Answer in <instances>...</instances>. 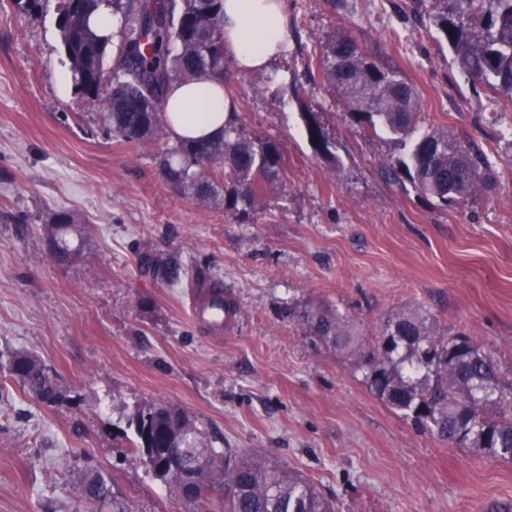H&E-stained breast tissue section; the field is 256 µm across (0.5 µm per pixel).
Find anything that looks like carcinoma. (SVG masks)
<instances>
[{
	"mask_svg": "<svg viewBox=\"0 0 512 512\" xmlns=\"http://www.w3.org/2000/svg\"><path fill=\"white\" fill-rule=\"evenodd\" d=\"M120 19L110 36L93 30L99 4ZM436 41L475 81L512 99V0H429ZM58 30L74 87L101 111L103 131L140 149L154 144L153 159L167 184L200 203L215 202L224 214L252 218L270 184L288 182L282 146L246 128L239 113L218 139L175 140L164 119L172 85L183 80L224 78V0H59ZM323 85L345 101L363 134L382 129L404 152L382 164L384 177L446 207L495 184L491 163L475 155L448 129L421 124L415 87L393 69L369 59L350 33L326 39L318 55ZM302 118L314 150L329 142L307 104ZM40 231L58 265L82 257L88 226L67 211L48 215ZM139 271L163 284H179L186 271L173 256L145 252ZM304 334L346 354L370 390L420 434L512 461V367L503 370L475 337L436 333L434 319L419 308L393 313L365 343L353 320L330 306L311 304L296 312ZM9 376L48 407L63 402L55 377L37 356L7 352ZM127 448L139 455L170 496L190 512H337L309 479L267 457L217 449L180 408L151 402L128 418ZM181 451L184 469L207 460L205 491L162 469L170 448ZM101 473L83 474L85 498L109 509L131 512L106 497Z\"/></svg>",
	"mask_w": 512,
	"mask_h": 512,
	"instance_id": "carcinoma-1",
	"label": "carcinoma"
}]
</instances>
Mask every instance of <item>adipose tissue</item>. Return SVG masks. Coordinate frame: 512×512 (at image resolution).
Instances as JSON below:
<instances>
[{
    "label": "adipose tissue",
    "instance_id": "obj_1",
    "mask_svg": "<svg viewBox=\"0 0 512 512\" xmlns=\"http://www.w3.org/2000/svg\"><path fill=\"white\" fill-rule=\"evenodd\" d=\"M224 29L238 68L256 71L287 49L285 0H224ZM165 119L177 139L223 134L237 106L218 80H186L169 91Z\"/></svg>",
    "mask_w": 512,
    "mask_h": 512
}]
</instances>
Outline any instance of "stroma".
Instances as JSON below:
<instances>
[{
    "label": "stroma",
    "mask_w": 512,
    "mask_h": 512,
    "mask_svg": "<svg viewBox=\"0 0 512 512\" xmlns=\"http://www.w3.org/2000/svg\"><path fill=\"white\" fill-rule=\"evenodd\" d=\"M57 0H0V352L34 353L67 400L45 406L0 359V512H95L82 472H101L133 512H185L123 448L135 407H180L216 448L268 456L311 478L339 512H488L512 503V461L416 432L351 359L305 336L290 309L332 305L372 336L417 306L439 334L478 337L512 364V100L473 82L435 41L423 0H286L288 51L260 72L229 66L224 88L248 129L279 142L288 184L253 219L171 190L151 148L106 137L76 92ZM333 32L356 35L421 97L425 123L489 158L493 188L440 206L388 182L401 146L362 137L318 85L310 105L329 141L315 153L294 87ZM58 210L89 224L83 257L60 266L37 227ZM162 250L232 292L237 328L194 323L189 283L139 272Z\"/></svg>",
    "instance_id": "35a3bbf8"
}]
</instances>
